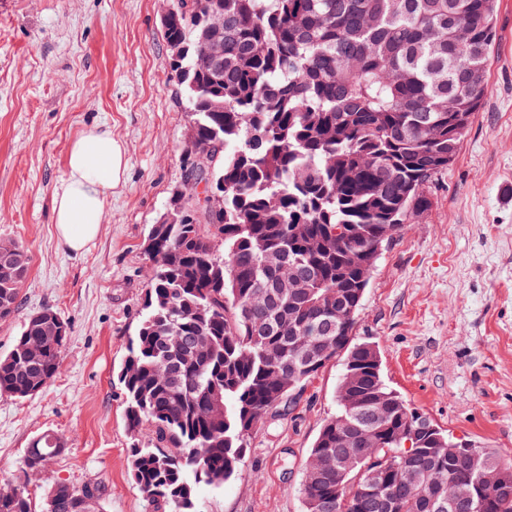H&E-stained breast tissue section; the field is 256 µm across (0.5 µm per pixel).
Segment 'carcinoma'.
I'll return each mask as SVG.
<instances>
[{
  "instance_id": "obj_1",
  "label": "carcinoma",
  "mask_w": 512,
  "mask_h": 512,
  "mask_svg": "<svg viewBox=\"0 0 512 512\" xmlns=\"http://www.w3.org/2000/svg\"><path fill=\"white\" fill-rule=\"evenodd\" d=\"M161 19L171 75L180 86L207 155L184 150V181L151 225V263L139 324L117 372L125 420L146 442L130 448V476L155 512H196L198 488L237 473L246 439L323 365L344 355L363 406L400 398L384 382L380 355L353 330L371 272L363 257L387 245L431 207L430 184L453 162L468 124L448 98L474 114L489 93V53L497 0H168ZM460 29L470 32L456 41ZM224 53L206 66L211 41ZM481 73L471 85L470 68ZM0 261V320L19 309L28 271L24 248L8 242ZM308 280L305 294L268 263ZM29 315L12 349L0 355V393L43 391L59 374L70 329L46 340ZM316 356L305 365L301 352ZM322 426L310 456L343 447L338 429L354 408ZM425 416L401 401L366 459L344 460L345 480L368 461L395 454L378 493L394 512H440L423 488L434 463L426 442L402 461L404 436ZM491 466L512 472L501 449L461 442ZM62 450L44 433L22 470H42ZM442 496L473 482L467 459L444 461ZM93 489L103 512V482H59L45 512H76ZM306 512H378L368 499L336 501V476L321 482L306 468ZM474 512H512V486L476 495ZM0 512H32L28 493L0 499Z\"/></svg>"
}]
</instances>
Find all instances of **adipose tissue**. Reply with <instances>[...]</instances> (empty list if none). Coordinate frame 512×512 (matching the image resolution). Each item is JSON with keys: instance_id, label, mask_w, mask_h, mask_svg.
I'll list each match as a JSON object with an SVG mask.
<instances>
[{"instance_id": "obj_1", "label": "adipose tissue", "mask_w": 512, "mask_h": 512, "mask_svg": "<svg viewBox=\"0 0 512 512\" xmlns=\"http://www.w3.org/2000/svg\"><path fill=\"white\" fill-rule=\"evenodd\" d=\"M125 171L123 148L109 130L93 126L71 142L65 176L54 195V224L65 250L80 253L98 236L107 195Z\"/></svg>"}]
</instances>
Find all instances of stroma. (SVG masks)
I'll list each match as a JSON object with an SVG mask.
<instances>
[{
	"label": "stroma",
	"instance_id": "obj_1",
	"mask_svg": "<svg viewBox=\"0 0 512 512\" xmlns=\"http://www.w3.org/2000/svg\"><path fill=\"white\" fill-rule=\"evenodd\" d=\"M162 0H0V240L21 244V305L0 321V355L28 315L55 309L71 328L57 378L28 399L0 394V486L22 481L33 440L62 451L28 483L34 504L65 481H101L104 512H152L133 483L116 372L140 319L144 241L184 180L188 114L162 38ZM490 92L431 207L383 250L355 338L378 344L387 386L456 440L512 448V0H500ZM104 125L127 161L105 221L67 252L52 201L69 145ZM340 360L293 411L256 429L237 476L200 486L197 512H305L310 450L337 410Z\"/></svg>",
	"mask_w": 512,
	"mask_h": 512
}]
</instances>
